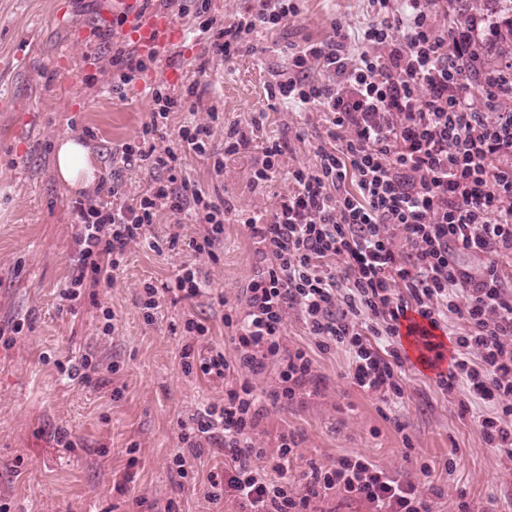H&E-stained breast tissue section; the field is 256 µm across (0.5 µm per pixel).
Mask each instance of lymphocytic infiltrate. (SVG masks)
<instances>
[{
	"mask_svg": "<svg viewBox=\"0 0 512 512\" xmlns=\"http://www.w3.org/2000/svg\"><path fill=\"white\" fill-rule=\"evenodd\" d=\"M381 12L363 32L365 46L346 55L347 34L333 24L326 43L292 53L288 68L269 88L271 98L295 107H316L328 123L314 165L289 169L291 191L268 214L246 224L257 244L259 268L242 308L224 314L230 350L205 345L209 327L185 320L186 334L201 347L184 345L185 373L200 372L223 383L224 400L181 423L173 458L180 478L203 445L224 450V470L210 476L212 503L232 496L248 512H336L344 495L368 512H434L433 502L412 480L400 479L361 455L333 464H310L304 483L288 468L299 443L280 434L275 449L256 434L269 406L291 405L306 391L326 386L309 351L285 342L296 316L319 351L349 355L346 376L386 407V421L406 428L397 412L404 397L409 357L401 327L417 316L427 351L433 332L452 345L447 370L436 372V391L457 401L487 447L512 459V58L484 68L473 43L483 15L467 30L438 28L448 0H378ZM297 0H255L226 22L201 24L212 55L231 58L259 31L297 16ZM153 108L137 141L123 144L124 160L139 159L167 171L134 205L123 204L121 184L107 187L108 206L94 198L76 201L79 227L77 273L61 294L73 301L82 290L111 283L132 244L144 238L159 208L201 224L190 246L199 258L216 260L224 237V207L195 180L180 176L187 154L210 156L214 175L225 156L253 142L240 128L212 146L210 122L181 126L177 147L157 150L170 113L198 112L197 87L171 95L153 88ZM483 258L479 273L458 255ZM180 299L205 296L197 268L184 266L163 287L143 286L142 308L153 317L159 293ZM276 367L277 382L262 390L257 380Z\"/></svg>",
	"mask_w": 512,
	"mask_h": 512,
	"instance_id": "1",
	"label": "lymphocytic infiltrate"
}]
</instances>
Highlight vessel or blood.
<instances>
[{
  "label": "vessel or blood",
  "instance_id": "obj_1",
  "mask_svg": "<svg viewBox=\"0 0 512 512\" xmlns=\"http://www.w3.org/2000/svg\"><path fill=\"white\" fill-rule=\"evenodd\" d=\"M112 9L126 14L129 33L141 51L157 55L167 53L177 32L170 15L144 11L142 0H112Z\"/></svg>",
  "mask_w": 512,
  "mask_h": 512
}]
</instances>
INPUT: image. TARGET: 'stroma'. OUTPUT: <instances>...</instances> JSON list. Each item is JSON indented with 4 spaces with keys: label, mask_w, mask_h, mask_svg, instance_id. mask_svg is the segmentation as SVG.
<instances>
[{
    "label": "stroma",
    "mask_w": 512,
    "mask_h": 512,
    "mask_svg": "<svg viewBox=\"0 0 512 512\" xmlns=\"http://www.w3.org/2000/svg\"><path fill=\"white\" fill-rule=\"evenodd\" d=\"M198 0H145L154 12H169L190 37L174 43L167 60L148 61L125 86L113 78L112 54L128 46L125 28H113L110 0H0V330L14 333L0 347V504L10 512H156L173 501L176 512H241L233 498L208 499L209 474L224 452L201 448L187 478L170 460L180 446V424L203 405L224 399L223 385L203 375L184 374L183 324L193 317L211 329L210 341L228 345L225 306L243 304L256 269V246L245 220L251 209L273 210L290 184L287 171L313 164L326 124L315 109L288 107L269 98L277 71L292 52L327 40L333 21L350 34L347 48L361 50L364 29L376 20L371 0H301L298 16L272 32L254 34L250 51L231 59L211 56L198 31ZM460 16L477 11L496 27L474 44L485 66L512 55V0H458ZM182 68L175 93L190 84L204 89L203 104L219 118L212 128L223 148L229 127L262 128L249 149L224 158L214 176L207 157L189 155L182 171L197 180L228 210L217 262L206 263L213 297H161L153 321L140 304L143 284L162 285L184 265L197 263L190 239L200 228L192 219L174 227L161 212L145 238L131 246L112 285L61 298L76 273L75 200L96 197L58 180L54 146L59 137L82 138L98 182H116L124 203L150 190L154 177L142 163H123L122 144L136 140L149 119L151 91L167 80V66ZM288 142L279 176L253 189L250 177L262 143ZM179 233L177 247L169 237ZM289 346L312 350L327 377L324 394L285 408H270L260 425L266 448L281 432L298 435L293 474L310 463L326 464L362 454L405 479L435 492L437 512H455L460 499L493 503L512 512V460L486 448L455 401L436 393L430 373L409 370L398 433L380 414L377 400L345 377L343 351L320 353L301 324L289 320ZM98 372L91 382L70 378L66 369L82 357ZM121 397H113L114 389ZM431 467L421 474V463Z\"/></svg>",
    "instance_id": "35a3bbf8"
}]
</instances>
